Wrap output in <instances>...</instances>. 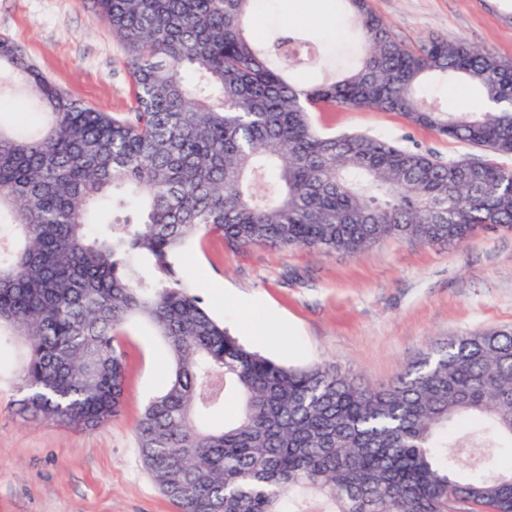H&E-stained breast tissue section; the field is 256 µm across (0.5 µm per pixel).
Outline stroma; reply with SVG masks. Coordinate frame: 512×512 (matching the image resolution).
<instances>
[{
	"instance_id": "35a3bbf8",
	"label": "stroma",
	"mask_w": 512,
	"mask_h": 512,
	"mask_svg": "<svg viewBox=\"0 0 512 512\" xmlns=\"http://www.w3.org/2000/svg\"><path fill=\"white\" fill-rule=\"evenodd\" d=\"M393 36L416 46L432 37L466 40L512 60V0H368ZM341 0L312 11L301 0H263L252 30L282 24L349 66L363 45ZM0 38L44 76L100 112H131L125 53L91 0H0ZM317 126L365 133L440 160L476 156L470 145L410 124L400 114L328 106ZM176 264L212 316L260 354L294 367L323 366L379 388L435 346L490 329H512V233L489 229L460 245L388 239L352 255L304 248L234 247L211 234L188 242ZM126 360L121 416L71 429L20 415L14 382L21 350L0 342V512H177L146 471L136 444L145 405L167 385L170 360L152 326L131 318L119 337Z\"/></svg>"
}]
</instances>
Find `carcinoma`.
Segmentation results:
<instances>
[{
    "mask_svg": "<svg viewBox=\"0 0 512 512\" xmlns=\"http://www.w3.org/2000/svg\"><path fill=\"white\" fill-rule=\"evenodd\" d=\"M122 42L129 117L99 112L44 77L14 43L0 66L34 89V136L0 118V339L21 346L18 410L92 428L123 406L118 336L147 320L171 357L166 391L137 425L143 463L180 512H512V456L459 477L448 449L479 424L512 448V330L462 336L362 388L323 367L247 349L178 270L189 239L358 254L387 240L458 244L512 232V62L463 40H396L367 0H346L366 45L358 65L309 86L288 67L319 52L288 29L262 43L253 0H92ZM460 79L495 108L449 113L430 80ZM372 107L484 152L442 162L314 124L326 106ZM16 127L24 103L0 101ZM107 203L140 219L95 230ZM141 259L149 276L130 274ZM240 403L220 428L207 420Z\"/></svg>",
    "mask_w": 512,
    "mask_h": 512,
    "instance_id": "cac0c4a2",
    "label": "carcinoma"
}]
</instances>
